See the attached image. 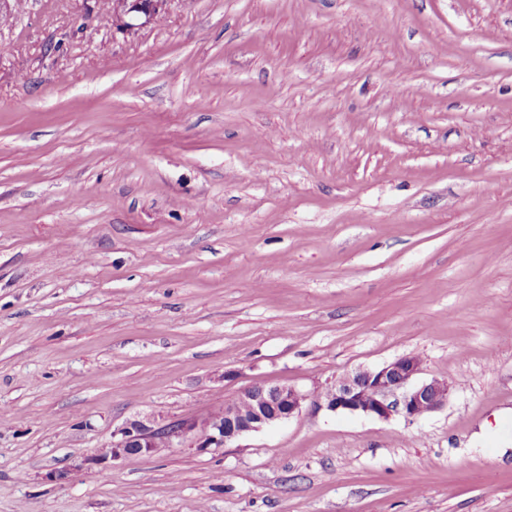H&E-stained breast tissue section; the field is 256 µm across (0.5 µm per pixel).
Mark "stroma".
I'll use <instances>...</instances> for the list:
<instances>
[{"mask_svg":"<svg viewBox=\"0 0 512 512\" xmlns=\"http://www.w3.org/2000/svg\"><path fill=\"white\" fill-rule=\"evenodd\" d=\"M407 355L416 422L84 463ZM0 512H512V0H0ZM169 2L170 0H112L110 11L122 26L131 30L136 26L155 23L165 16ZM127 17L129 19L144 18V21L134 24L127 21Z\"/></svg>","mask_w":512,"mask_h":512,"instance_id":"35a3bbf8","label":"stroma"}]
</instances>
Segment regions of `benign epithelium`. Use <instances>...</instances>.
Returning a JSON list of instances; mask_svg holds the SVG:
<instances>
[{"label":"benign epithelium","mask_w":512,"mask_h":512,"mask_svg":"<svg viewBox=\"0 0 512 512\" xmlns=\"http://www.w3.org/2000/svg\"><path fill=\"white\" fill-rule=\"evenodd\" d=\"M170 0H111L110 11L131 30L132 20L152 24L165 16ZM422 362L416 356L400 357L380 368L359 370L323 391L310 395L288 385H252L241 389L224 407L202 417L158 422L149 418L130 421L114 430L112 446L85 458L91 467L106 468L131 457H151L178 447L199 433L201 451L224 448L240 437L289 419L302 412L306 402L332 413L360 414L379 420L401 415L417 421L441 409L452 385L432 378L417 383Z\"/></svg>","instance_id":"1"}]
</instances>
